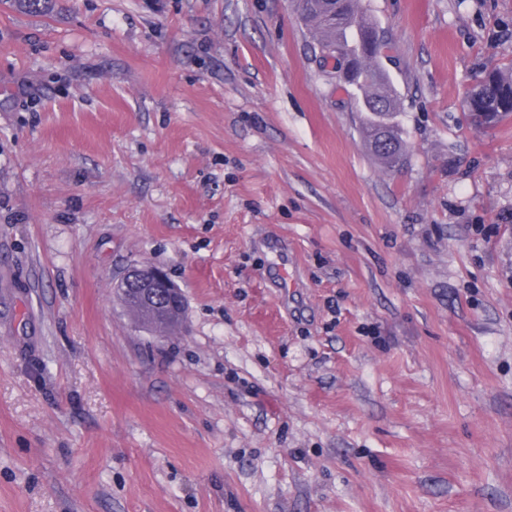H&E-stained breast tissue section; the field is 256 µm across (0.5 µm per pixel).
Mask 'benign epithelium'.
I'll list each match as a JSON object with an SVG mask.
<instances>
[{"mask_svg": "<svg viewBox=\"0 0 512 512\" xmlns=\"http://www.w3.org/2000/svg\"><path fill=\"white\" fill-rule=\"evenodd\" d=\"M116 291L139 313L142 323L159 331L174 317H181L185 298L181 289L158 265H132L117 283Z\"/></svg>", "mask_w": 512, "mask_h": 512, "instance_id": "obj_1", "label": "benign epithelium"}]
</instances>
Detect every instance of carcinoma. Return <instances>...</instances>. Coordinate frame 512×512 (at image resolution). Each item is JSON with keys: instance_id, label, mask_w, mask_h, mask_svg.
I'll list each match as a JSON object with an SVG mask.
<instances>
[{"instance_id": "obj_1", "label": "carcinoma", "mask_w": 512, "mask_h": 512, "mask_svg": "<svg viewBox=\"0 0 512 512\" xmlns=\"http://www.w3.org/2000/svg\"><path fill=\"white\" fill-rule=\"evenodd\" d=\"M297 4L302 19L316 31L321 64L331 63L336 70H341L344 57L349 55L348 46L359 43L361 54L350 58V70L355 76L365 67L371 74L362 88L363 95L383 101L382 120L395 143L391 151L376 149L374 153L385 166H399L405 154L399 129L393 121L398 101L387 74L376 60L378 44L371 39L376 22L363 11L360 0H333V11L328 9L327 0H297ZM471 95L474 121L482 127H494L512 114V75L489 72L478 81Z\"/></svg>"}]
</instances>
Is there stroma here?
I'll list each match as a JSON object with an SVG mask.
<instances>
[{"mask_svg":"<svg viewBox=\"0 0 512 512\" xmlns=\"http://www.w3.org/2000/svg\"><path fill=\"white\" fill-rule=\"evenodd\" d=\"M361 5L397 170L293 0H0V512H512V0ZM469 94L472 95L471 114L479 126L494 127L512 114V74L505 76L501 72H489L478 81L471 93H467L465 104ZM115 291L136 309L142 323L155 332H164L161 328L175 316L180 320L185 310L181 289L158 265H132Z\"/></svg>","mask_w":512,"mask_h":512,"instance_id":"obj_1","label":"stroma"}]
</instances>
